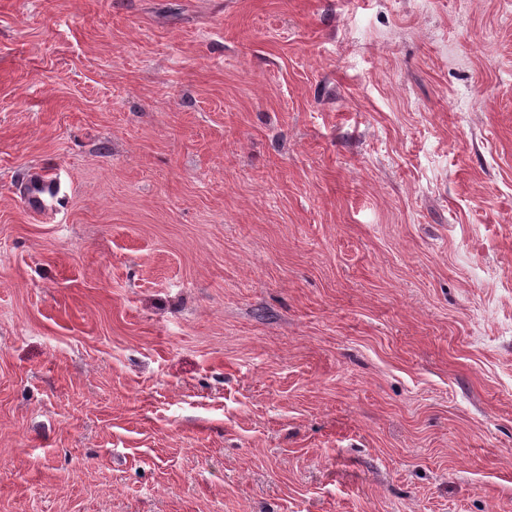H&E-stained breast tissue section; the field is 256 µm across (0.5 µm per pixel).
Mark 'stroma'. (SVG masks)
Wrapping results in <instances>:
<instances>
[{"mask_svg":"<svg viewBox=\"0 0 512 512\" xmlns=\"http://www.w3.org/2000/svg\"><path fill=\"white\" fill-rule=\"evenodd\" d=\"M0 512H512V0H0Z\"/></svg>","mask_w":512,"mask_h":512,"instance_id":"1","label":"stroma"}]
</instances>
